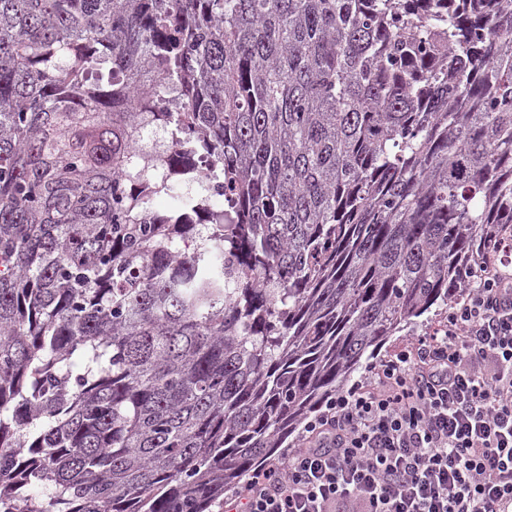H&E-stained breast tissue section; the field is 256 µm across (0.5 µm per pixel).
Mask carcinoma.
I'll list each match as a JSON object with an SVG mask.
<instances>
[{"instance_id":"1","label":"carcinoma","mask_w":512,"mask_h":512,"mask_svg":"<svg viewBox=\"0 0 512 512\" xmlns=\"http://www.w3.org/2000/svg\"><path fill=\"white\" fill-rule=\"evenodd\" d=\"M510 239L512 0H0V512H223Z\"/></svg>"}]
</instances>
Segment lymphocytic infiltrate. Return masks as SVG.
<instances>
[{"mask_svg":"<svg viewBox=\"0 0 512 512\" xmlns=\"http://www.w3.org/2000/svg\"><path fill=\"white\" fill-rule=\"evenodd\" d=\"M224 512H512V274L466 275L443 324L332 394Z\"/></svg>","mask_w":512,"mask_h":512,"instance_id":"f902f5d3","label":"lymphocytic infiltrate"}]
</instances>
